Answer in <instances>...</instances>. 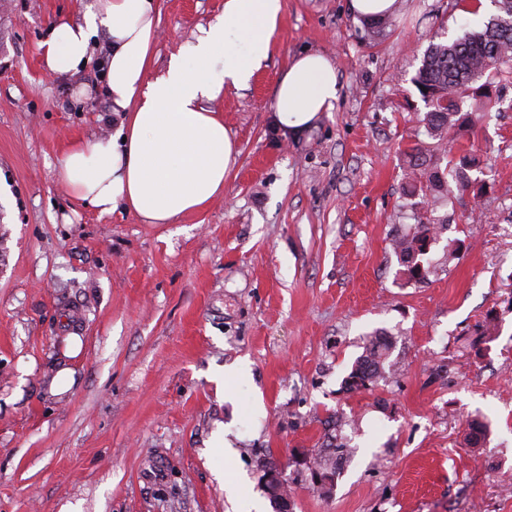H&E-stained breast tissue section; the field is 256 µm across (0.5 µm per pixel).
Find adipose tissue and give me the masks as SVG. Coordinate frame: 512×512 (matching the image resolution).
Instances as JSON below:
<instances>
[{"label":"adipose tissue","instance_id":"obj_1","mask_svg":"<svg viewBox=\"0 0 512 512\" xmlns=\"http://www.w3.org/2000/svg\"><path fill=\"white\" fill-rule=\"evenodd\" d=\"M283 0H224V12L151 75L160 20L157 0H96L75 21L57 18L43 55L46 71L78 73L105 45L104 92L114 134L68 146L67 189L108 214L174 224L223 196L238 150L210 102L245 88L272 53ZM342 86L336 64L311 51L290 58L273 99L283 132L298 135L332 111Z\"/></svg>","mask_w":512,"mask_h":512}]
</instances>
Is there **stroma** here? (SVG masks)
I'll use <instances>...</instances> for the list:
<instances>
[{
  "label": "stroma",
  "mask_w": 512,
  "mask_h": 512,
  "mask_svg": "<svg viewBox=\"0 0 512 512\" xmlns=\"http://www.w3.org/2000/svg\"><path fill=\"white\" fill-rule=\"evenodd\" d=\"M93 2L0 0V512H239L229 479L273 512L265 458L293 512H512V86L465 142L486 188L447 206L427 279L403 283L390 245L414 223L404 152L427 139L411 79L435 33L486 16L398 0L369 44L348 0H285L272 56L212 104L239 149L223 197L144 224L65 189L67 143L110 134L112 104L99 64L62 79L42 56L54 17ZM159 8L157 73L224 0ZM314 50L341 96L291 139L276 80ZM375 331L395 339L382 374L346 391ZM63 368L75 382L52 394ZM338 441L323 495L303 460Z\"/></svg>",
  "instance_id": "stroma-1"
}]
</instances>
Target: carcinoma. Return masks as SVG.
<instances>
[{
  "label": "carcinoma",
  "instance_id": "1",
  "mask_svg": "<svg viewBox=\"0 0 512 512\" xmlns=\"http://www.w3.org/2000/svg\"><path fill=\"white\" fill-rule=\"evenodd\" d=\"M494 4L497 13L483 29L431 43L412 78L426 108L420 122L433 146L417 144L405 153L403 195L413 200L416 224L394 240L393 249L399 275L407 283L428 273L423 257L448 226V216L435 215L437 207L458 194L477 197L483 190L482 180L472 175L478 169L475 158L448 139V132L474 124L475 113L494 106L503 88L512 84V0H494ZM392 348V337L369 335L364 352L345 378L346 389L354 392L373 385ZM344 452L343 445L332 454L323 449L313 457L312 468L334 474L337 457Z\"/></svg>",
  "mask_w": 512,
  "mask_h": 512
}]
</instances>
